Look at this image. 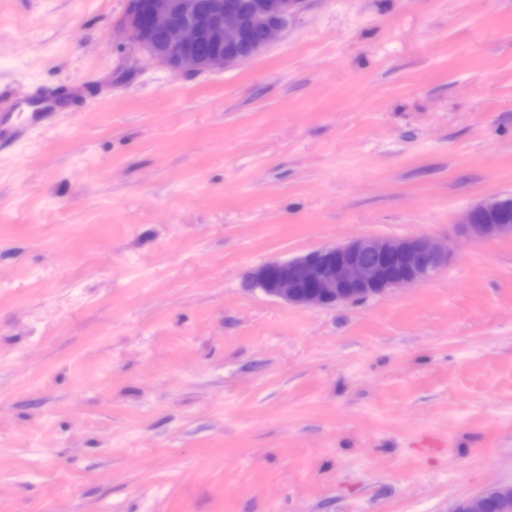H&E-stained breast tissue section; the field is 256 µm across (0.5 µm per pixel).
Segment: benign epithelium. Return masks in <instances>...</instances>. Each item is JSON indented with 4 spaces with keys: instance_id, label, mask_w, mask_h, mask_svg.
<instances>
[{
    "instance_id": "7a95c632",
    "label": "benign epithelium",
    "mask_w": 512,
    "mask_h": 512,
    "mask_svg": "<svg viewBox=\"0 0 512 512\" xmlns=\"http://www.w3.org/2000/svg\"><path fill=\"white\" fill-rule=\"evenodd\" d=\"M306 0H130V39L160 65L180 72L232 69L280 39ZM512 196L473 205L458 225L474 241L512 237ZM448 243L427 235L366 236L292 259H272L251 287L284 303L329 307L384 296L448 265ZM488 491L450 512H487Z\"/></svg>"
}]
</instances>
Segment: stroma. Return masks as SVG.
<instances>
[{
  "label": "stroma",
  "instance_id": "35a3bbf8",
  "mask_svg": "<svg viewBox=\"0 0 512 512\" xmlns=\"http://www.w3.org/2000/svg\"><path fill=\"white\" fill-rule=\"evenodd\" d=\"M128 0H0V512H448L512 484V0H308L263 54L160 66ZM85 86L41 115L37 93ZM449 241L328 308L251 270ZM458 229L474 241L512 238V196H496L473 205Z\"/></svg>",
  "mask_w": 512,
  "mask_h": 512
}]
</instances>
